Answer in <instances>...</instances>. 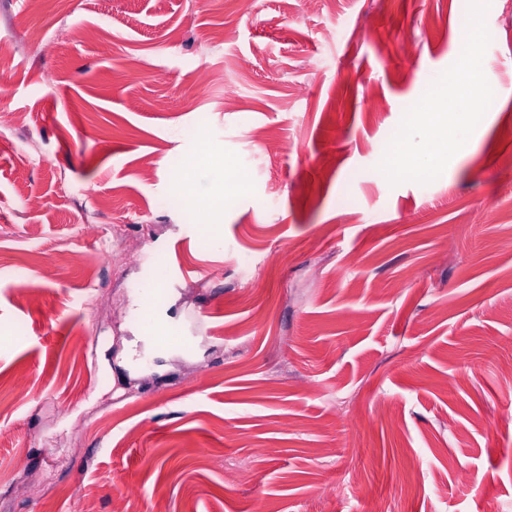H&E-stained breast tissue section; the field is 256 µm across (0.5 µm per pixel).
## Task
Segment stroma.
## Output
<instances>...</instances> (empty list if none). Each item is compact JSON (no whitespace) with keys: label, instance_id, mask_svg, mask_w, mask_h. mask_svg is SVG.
<instances>
[{"label":"stroma","instance_id":"35a3bbf8","mask_svg":"<svg viewBox=\"0 0 512 512\" xmlns=\"http://www.w3.org/2000/svg\"><path fill=\"white\" fill-rule=\"evenodd\" d=\"M335 2L0 0V512H512V0ZM465 14L490 105L422 121ZM439 125L466 152L405 174ZM219 158L223 205L176 206ZM147 281L175 338L133 379ZM126 230L121 225H114L109 231L103 244V254L113 261H122L127 258V246L122 244L126 240Z\"/></svg>","mask_w":512,"mask_h":512}]
</instances>
